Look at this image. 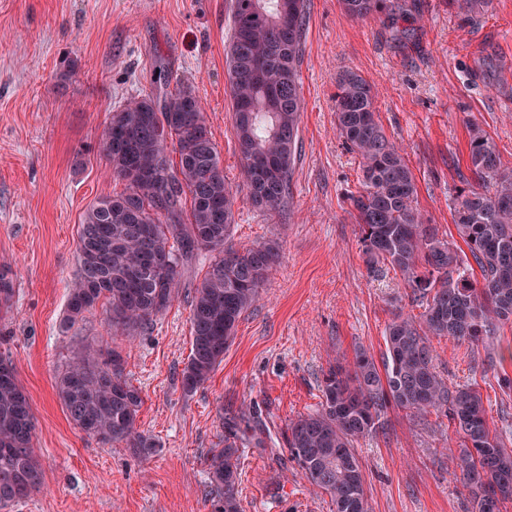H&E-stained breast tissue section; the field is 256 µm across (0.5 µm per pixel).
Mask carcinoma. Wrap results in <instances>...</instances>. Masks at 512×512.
Instances as JSON below:
<instances>
[{
  "mask_svg": "<svg viewBox=\"0 0 512 512\" xmlns=\"http://www.w3.org/2000/svg\"><path fill=\"white\" fill-rule=\"evenodd\" d=\"M379 0H340L362 18ZM307 0H233L226 70L232 131L252 204L270 213L288 208L301 109L299 69ZM133 98L111 112L100 151L119 194L98 199L79 232L80 270L70 287L65 320L73 325L104 301L113 333L129 339L177 297L182 268L198 251L209 263L194 288L192 347L182 385L191 392L223 361L238 322L259 300L281 256L276 240L230 244L237 192L226 182L204 108L183 88ZM371 85L345 71L336 81L337 128L361 158V191L353 218L367 266L388 263L425 302L419 318L395 316L386 328V358L365 351L352 366L324 375L319 408L288 424L291 459L308 484L330 498L332 512H369L365 475L355 444L384 429L391 409L448 420L458 438L453 475L470 489L474 512H505L512 503V448L490 428L481 394L450 387L438 373L432 338L477 342L512 321V170L501 166L493 138L470 126V170L481 189L453 200L457 235H439L416 204L414 174L400 146L379 123ZM177 145L178 163L167 153ZM57 390L71 422L105 444L139 452L156 440L135 427L142 399L124 374L120 354L66 365ZM35 421L11 362L0 359V509L43 484L33 448ZM267 448L255 433L229 428L209 453L210 512H242L239 448Z\"/></svg>",
  "mask_w": 512,
  "mask_h": 512,
  "instance_id": "cac0c4a2",
  "label": "carcinoma"
}]
</instances>
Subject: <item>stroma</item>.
I'll list each match as a JSON object with an SVG mask.
<instances>
[{
	"instance_id": "35a3bbf8",
	"label": "stroma",
	"mask_w": 512,
	"mask_h": 512,
	"mask_svg": "<svg viewBox=\"0 0 512 512\" xmlns=\"http://www.w3.org/2000/svg\"><path fill=\"white\" fill-rule=\"evenodd\" d=\"M232 0H0V357L10 360L36 419L43 486L8 512H209L207 456L228 423L250 411L272 452L241 449L243 512H332L312 492L284 441L289 423L316 410L324 373L365 348L382 361L395 314L420 302L390 266L368 267L351 194L361 159L336 128V77L373 87L387 134L415 176L419 209L457 237L452 200L472 181L469 125L495 141L512 170V0L468 16L448 0H380L366 18L338 0H308L300 67L302 112L288 208L266 213L246 195L235 207L236 246L279 241L282 257L259 301L241 317L210 378L182 387L191 351V289L210 255L182 271L178 297L134 340L113 334L104 303L64 323L79 273L80 224L90 204L122 191L100 151L110 112L155 90L200 98L224 175L239 184L225 54ZM449 385L483 399L492 429L512 442V327L476 343L433 339ZM119 352L142 397L138 431L158 448L139 454L74 426L57 377L75 356ZM385 433L360 440L371 512H471L452 475L458 443L447 420L387 414Z\"/></svg>"
}]
</instances>
